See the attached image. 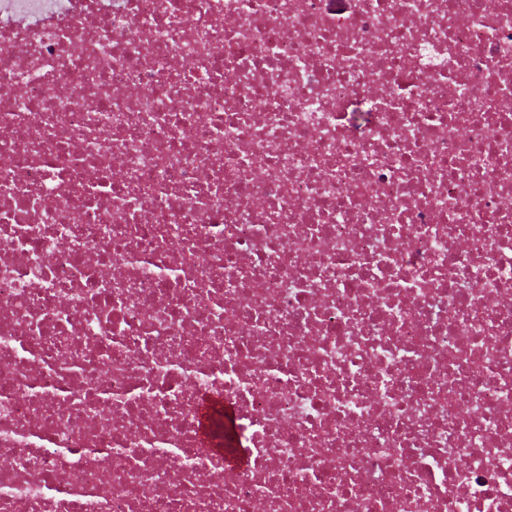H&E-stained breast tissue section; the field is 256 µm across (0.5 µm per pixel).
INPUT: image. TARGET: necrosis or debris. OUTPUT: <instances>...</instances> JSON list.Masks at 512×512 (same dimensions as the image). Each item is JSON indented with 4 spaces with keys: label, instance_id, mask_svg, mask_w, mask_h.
<instances>
[{
    "label": "necrosis or debris",
    "instance_id": "4bbe7bcc",
    "mask_svg": "<svg viewBox=\"0 0 512 512\" xmlns=\"http://www.w3.org/2000/svg\"><path fill=\"white\" fill-rule=\"evenodd\" d=\"M0 512H512V0H0ZM215 409L223 411L225 426H229L233 419V411L230 407L224 406L222 402L206 398L203 401L198 418L200 430L206 438H209L211 432V417Z\"/></svg>",
    "mask_w": 512,
    "mask_h": 512
}]
</instances>
